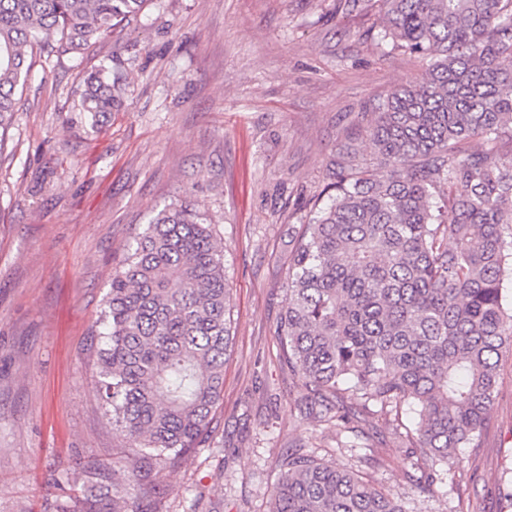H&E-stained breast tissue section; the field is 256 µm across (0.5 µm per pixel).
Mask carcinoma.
Here are the masks:
<instances>
[{
    "label": "carcinoma",
    "instance_id": "1",
    "mask_svg": "<svg viewBox=\"0 0 512 512\" xmlns=\"http://www.w3.org/2000/svg\"><path fill=\"white\" fill-rule=\"evenodd\" d=\"M146 0H0V129L17 111L36 46L84 56ZM377 36L429 61L425 81L392 92L365 130L373 163L336 150L328 202L290 239L278 333L306 414L333 418L373 450L369 405L416 414L407 474L425 491L462 476L512 346V0H381ZM126 74L85 79L92 124L121 105ZM223 246L191 203L156 212L112 276L96 388L112 430L139 449L124 480L176 468L206 442L230 344ZM351 391L357 403L344 404ZM80 495L58 512H148L89 456ZM269 512H405L354 464L282 455Z\"/></svg>",
    "mask_w": 512,
    "mask_h": 512
}]
</instances>
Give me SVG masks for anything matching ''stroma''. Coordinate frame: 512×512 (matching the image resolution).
Listing matches in <instances>:
<instances>
[{"label": "stroma", "instance_id": "1", "mask_svg": "<svg viewBox=\"0 0 512 512\" xmlns=\"http://www.w3.org/2000/svg\"><path fill=\"white\" fill-rule=\"evenodd\" d=\"M378 0H147L84 59L35 51L0 143V512H56L88 455L133 457L93 379L112 276L152 213L187 198L224 243L230 347L207 442L155 474L160 512H268L279 460L350 456L340 421L301 413L281 357L288 232L313 216L340 145L370 154L368 111L427 64L376 38ZM126 71L122 106L92 130L85 79ZM362 469L406 512H501L512 479V351L468 470L419 492L407 442L382 422Z\"/></svg>", "mask_w": 512, "mask_h": 512}]
</instances>
